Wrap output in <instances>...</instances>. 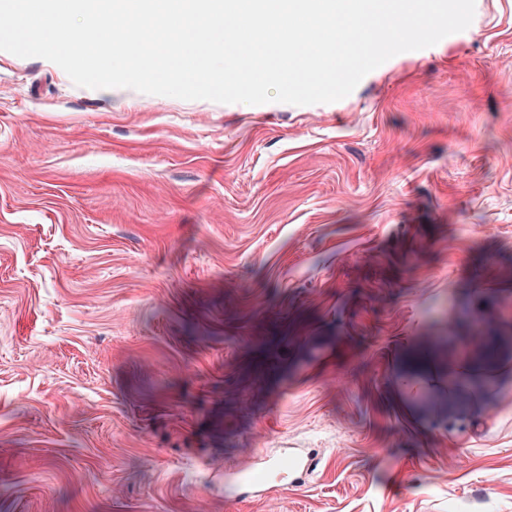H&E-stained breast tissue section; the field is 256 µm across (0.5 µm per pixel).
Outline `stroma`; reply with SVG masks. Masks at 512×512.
Wrapping results in <instances>:
<instances>
[{
    "label": "stroma",
    "instance_id": "1",
    "mask_svg": "<svg viewBox=\"0 0 512 512\" xmlns=\"http://www.w3.org/2000/svg\"><path fill=\"white\" fill-rule=\"evenodd\" d=\"M461 503L512 512V0L313 105L0 50V512ZM308 471L309 467L304 464L303 460L299 456H293L289 460L288 466H285L279 459H269L260 476L241 474L233 479L240 487L260 488L259 492H263V487L270 486L272 483L287 478L288 473L291 475H303L304 473L307 474Z\"/></svg>",
    "mask_w": 512,
    "mask_h": 512
}]
</instances>
